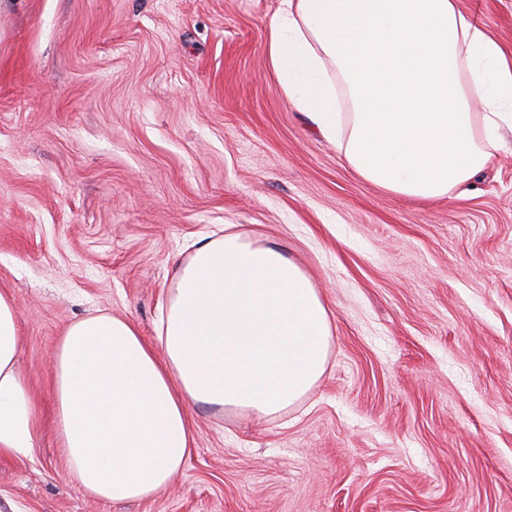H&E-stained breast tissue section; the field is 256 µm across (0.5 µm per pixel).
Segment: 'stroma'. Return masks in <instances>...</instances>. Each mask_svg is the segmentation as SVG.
I'll return each mask as SVG.
<instances>
[{"mask_svg": "<svg viewBox=\"0 0 512 512\" xmlns=\"http://www.w3.org/2000/svg\"><path fill=\"white\" fill-rule=\"evenodd\" d=\"M279 0H10L0 11V292L40 416L0 512H512V132L452 197L376 186L284 95ZM512 53V0H462ZM278 246L331 321L324 375L256 419L193 409L172 484L66 478L50 362L105 312L158 341L190 244Z\"/></svg>", "mask_w": 512, "mask_h": 512, "instance_id": "stroma-1", "label": "stroma"}]
</instances>
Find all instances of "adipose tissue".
<instances>
[{"label": "adipose tissue", "instance_id": "obj_1", "mask_svg": "<svg viewBox=\"0 0 512 512\" xmlns=\"http://www.w3.org/2000/svg\"><path fill=\"white\" fill-rule=\"evenodd\" d=\"M268 51L313 129L397 194H452L512 129V60L459 0H280ZM337 78L350 111L339 109ZM330 340L317 288L280 250L238 232L199 237L159 348L109 314L60 337L50 370L68 479L105 502L152 497L186 463L192 407L278 414L323 375ZM19 351L17 307L0 293V457L24 460L39 417Z\"/></svg>", "mask_w": 512, "mask_h": 512}]
</instances>
